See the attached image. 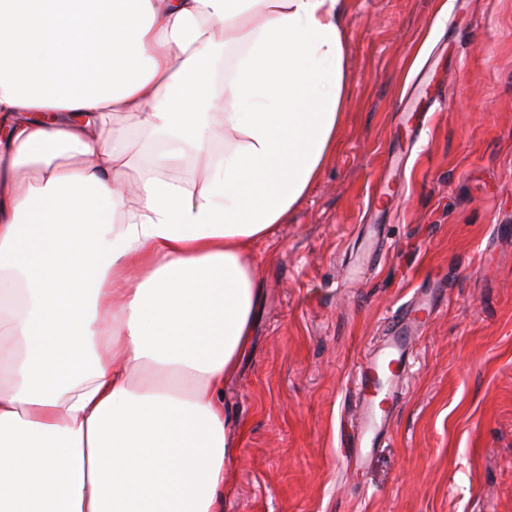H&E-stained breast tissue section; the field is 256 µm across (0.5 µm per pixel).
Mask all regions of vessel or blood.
Instances as JSON below:
<instances>
[{
    "mask_svg": "<svg viewBox=\"0 0 512 512\" xmlns=\"http://www.w3.org/2000/svg\"><path fill=\"white\" fill-rule=\"evenodd\" d=\"M437 297L421 298L392 317L378 344L357 368L358 408L356 465H363L384 436L392 409L402 394L401 378L408 370L411 343L418 327L430 317Z\"/></svg>",
    "mask_w": 512,
    "mask_h": 512,
    "instance_id": "vessel-or-blood-1",
    "label": "vessel or blood"
}]
</instances>
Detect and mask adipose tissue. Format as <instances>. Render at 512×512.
<instances>
[{
	"mask_svg": "<svg viewBox=\"0 0 512 512\" xmlns=\"http://www.w3.org/2000/svg\"><path fill=\"white\" fill-rule=\"evenodd\" d=\"M343 16L0 0V512H224V382L264 303L252 249L339 148ZM117 114L166 136L150 166L113 141ZM189 149L197 184L170 176Z\"/></svg>",
	"mask_w": 512,
	"mask_h": 512,
	"instance_id": "obj_1",
	"label": "adipose tissue"
}]
</instances>
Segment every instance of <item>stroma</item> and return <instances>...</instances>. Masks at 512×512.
<instances>
[{"label": "stroma", "mask_w": 512, "mask_h": 512, "mask_svg": "<svg viewBox=\"0 0 512 512\" xmlns=\"http://www.w3.org/2000/svg\"><path fill=\"white\" fill-rule=\"evenodd\" d=\"M340 147L254 252L224 512H512V0H345ZM439 289L381 448L353 370Z\"/></svg>", "instance_id": "35a3bbf8"}]
</instances>
